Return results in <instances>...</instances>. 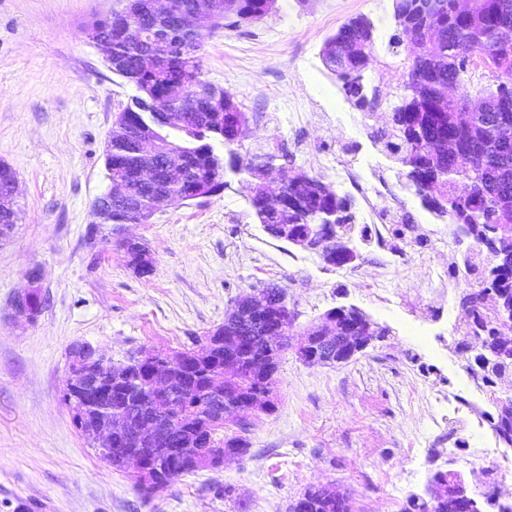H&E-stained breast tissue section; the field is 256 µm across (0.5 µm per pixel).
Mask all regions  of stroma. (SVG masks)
<instances>
[{"label":"stroma","mask_w":512,"mask_h":512,"mask_svg":"<svg viewBox=\"0 0 512 512\" xmlns=\"http://www.w3.org/2000/svg\"><path fill=\"white\" fill-rule=\"evenodd\" d=\"M123 6L0 0V162L16 173L19 210L0 238V512H287L313 485L349 495L352 512H403L438 471L455 473L474 497L494 471L500 502H511L512 447L476 417L497 413L512 379L479 386L455 351L460 301L482 276L458 274L467 243L404 188L379 140L408 70L406 43L393 41L394 0H278L263 19L206 37L201 50L205 79L249 117L241 156L284 144L288 170L352 197L368 241L341 268L270 236L244 176L231 172L218 195L166 203L150 223L96 225L107 143L136 89L86 31ZM358 16L374 26L363 75L382 106L369 116L321 58L324 42ZM339 163L384 173V192L355 193ZM128 238L146 248L152 275L134 272ZM33 283L44 306L30 322L13 301ZM269 283L285 288L296 336L340 305L387 334L339 366L284 350L274 411L235 412L224 426L225 435L245 434L247 453L143 494L73 423L63 402L71 345L90 343L116 362L195 350L235 298ZM225 484L231 495H217Z\"/></svg>","instance_id":"35a3bbf8"}]
</instances>
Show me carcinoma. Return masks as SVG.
<instances>
[{
    "label": "carcinoma",
    "mask_w": 512,
    "mask_h": 512,
    "mask_svg": "<svg viewBox=\"0 0 512 512\" xmlns=\"http://www.w3.org/2000/svg\"><path fill=\"white\" fill-rule=\"evenodd\" d=\"M277 0H128L125 10L112 16V26L99 21L89 29L90 38L112 39V72L134 84L144 94L159 100L171 112L174 122L162 143L164 153L155 159L143 155L133 137L137 108L127 106L120 112L112 131V149L107 151L105 168L114 181L132 187L134 209L124 200L114 198V224H145L159 209L161 199L190 196L189 186L176 177H166L168 169L190 168L199 178L218 190L226 185V169L250 177L249 203L264 229L275 238L303 237L313 224H337V236H349L355 229V214L350 197L339 195L306 171L299 170L288 179V205L277 206L267 200L263 181L266 171L261 156L242 159L232 151L224 163L214 143L235 144V125L246 112L233 97L203 78L200 50L204 39L222 26V21L236 17L254 21L271 13ZM457 0H395L394 17L403 30L413 29L425 36L439 31L436 56L419 64L410 61L408 75L419 82L417 94L395 107L392 126L386 135L385 151L403 167L406 183L426 178L423 203L440 217H448L457 228L483 236L490 226H512V92L499 88L512 82V50L498 45V31L512 27V0H471L468 11L456 8ZM350 43L354 51L341 65H336V46ZM374 47L373 24L363 16L349 19L323 45L321 56L326 67L341 83L345 95L358 109L364 108L367 94L359 93L357 79L362 76ZM153 55L158 68L139 67L140 59ZM485 55L489 78L493 83L470 89L473 58ZM456 84L460 90L455 100L439 101V88ZM473 112L471 119L462 113ZM506 121L501 136L488 141L483 125L489 120ZM436 138L448 140V150L441 154L427 151V143ZM154 169L155 179L141 181L140 174ZM16 179L12 168L0 163V237L8 235L16 223L12 206ZM497 268L496 287L512 300V262L502 263L478 250L464 260V270L479 264ZM234 326L252 357L263 355L267 344L263 323L224 321L221 329ZM482 346L497 356L487 364L484 353L465 356L464 369L475 380L496 383L512 376V346L500 345L484 336ZM71 353L86 362L88 377L105 375L99 366L97 350L88 343H78ZM224 364V349L216 360L195 369L198 383L183 387L176 380L173 392L183 419L166 429L156 440L138 438L136 427L140 412L159 410L152 402L139 400L136 381L144 378L135 366L112 374V391H130L122 413L127 428L113 439L112 455L107 461L121 469L120 456L129 448H144L149 464L159 467L156 478L170 482L193 474L192 456L197 453L243 455L248 442L241 436L224 438L219 432L224 423L211 415L213 400L203 394L205 373ZM487 421L499 442L512 446V409L487 415ZM461 480L451 472H437L431 478L430 498L409 499L405 512H464L456 488ZM302 496L305 512H343L326 486H310Z\"/></svg>",
    "instance_id": "obj_1"
}]
</instances>
